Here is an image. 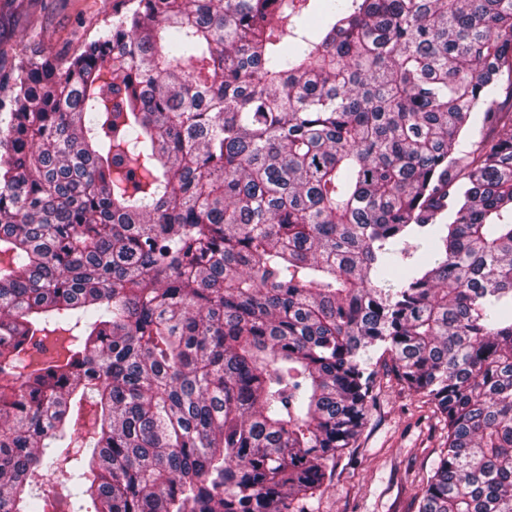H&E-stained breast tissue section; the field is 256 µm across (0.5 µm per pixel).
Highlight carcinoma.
Returning a JSON list of instances; mask_svg holds the SVG:
<instances>
[{"label": "carcinoma", "instance_id": "cac0c4a2", "mask_svg": "<svg viewBox=\"0 0 512 512\" xmlns=\"http://www.w3.org/2000/svg\"><path fill=\"white\" fill-rule=\"evenodd\" d=\"M130 2L0 103V512H290L382 360L512 512V0Z\"/></svg>", "mask_w": 512, "mask_h": 512}]
</instances>
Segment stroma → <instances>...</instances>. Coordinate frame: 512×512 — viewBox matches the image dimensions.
Segmentation results:
<instances>
[{
  "instance_id": "obj_1",
  "label": "stroma",
  "mask_w": 512,
  "mask_h": 512,
  "mask_svg": "<svg viewBox=\"0 0 512 512\" xmlns=\"http://www.w3.org/2000/svg\"><path fill=\"white\" fill-rule=\"evenodd\" d=\"M129 7V0H0V85H11L19 62L80 54ZM446 434L433 406L378 363L361 434L301 512H417Z\"/></svg>"
}]
</instances>
